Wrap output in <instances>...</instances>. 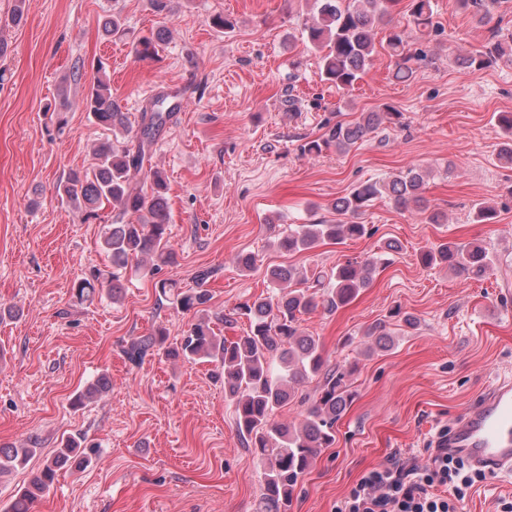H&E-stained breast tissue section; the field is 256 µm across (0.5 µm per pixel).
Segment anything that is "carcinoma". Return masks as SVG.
I'll list each match as a JSON object with an SVG mask.
<instances>
[{
    "instance_id": "carcinoma-1",
    "label": "carcinoma",
    "mask_w": 512,
    "mask_h": 512,
    "mask_svg": "<svg viewBox=\"0 0 512 512\" xmlns=\"http://www.w3.org/2000/svg\"><path fill=\"white\" fill-rule=\"evenodd\" d=\"M158 26L147 36L133 39L140 57L155 54L168 34L169 0H150ZM500 0H457L461 9L478 21L488 23ZM390 0H313L311 16L302 24L301 35L319 53V65L325 80L339 90L351 89L371 65L375 52L374 31L388 12ZM433 0H411L407 26L389 34L387 47L396 58L394 77L407 81L414 75V65L427 54L420 49L406 50L411 32L427 36L433 29ZM106 37L126 36L128 31L120 13L112 12L100 21ZM512 56V37L492 32L483 49L457 57L466 69L479 70ZM84 92L81 105L93 121L110 130L112 137L97 143L92 150L93 163L86 170H71L58 186L61 201L92 216L107 203L117 212V222L104 225L101 247L112 261L106 277L99 270L74 284L75 297L92 299L97 288L109 284L112 297L124 288L123 272L130 262L135 270L154 273L176 262V252L169 241V198L163 173L150 162V147L157 132L166 124L176 107L158 100L151 111L141 115L138 129H133L121 111L104 65ZM395 113L390 109L360 113L350 123L331 127L327 141L345 151L377 130ZM496 121L504 134L497 153L500 164L512 165V113L501 112ZM425 173L409 167L378 181L358 185L333 203L336 214L347 217L335 224H290L278 239V248L286 252L305 251L324 240L359 239L368 235L367 225L357 222L362 210L378 197H387L397 209L412 205L423 208ZM425 267L444 266L474 280L490 274L493 257L480 245L442 244L437 250L423 251L419 257ZM378 258L347 262L325 272L277 266L270 270V282L279 289L277 299L266 298L245 303L240 314L248 328L231 339L224 336L207 317L190 323L183 335L169 341L163 328L148 336L128 342L124 356L135 366L146 358L163 355L187 362H209L224 377V395L234 406L235 425L261 471L262 487L257 512H287L299 482L326 448L336 440V421L352 403L354 391L350 379L357 364L330 367L323 346L300 328V317L317 308L328 313L348 305L371 281ZM159 300L176 309L190 311L205 305L209 294L203 288L183 291L171 279L155 283ZM369 353L390 350L394 338L386 325L371 326ZM321 378L317 392L297 424L278 423L272 419L277 408L291 401L296 387L304 381ZM109 380L98 377L77 393L71 405L84 406L106 392ZM37 452L35 448H0V472L7 473L25 465ZM99 450L85 445L81 434L61 443L46 460L41 471L22 488L5 512H29V505L48 492L59 470L65 466L83 468L97 458Z\"/></svg>"
}]
</instances>
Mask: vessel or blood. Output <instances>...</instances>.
I'll list each match as a JSON object with an SVG mask.
<instances>
[{"label":"vessel or blood","instance_id":"b4317fda","mask_svg":"<svg viewBox=\"0 0 512 512\" xmlns=\"http://www.w3.org/2000/svg\"><path fill=\"white\" fill-rule=\"evenodd\" d=\"M450 452L487 472L512 468V382L494 384L448 435Z\"/></svg>","mask_w":512,"mask_h":512}]
</instances>
